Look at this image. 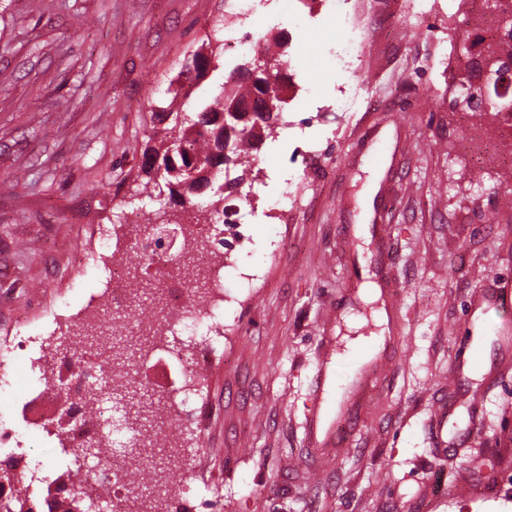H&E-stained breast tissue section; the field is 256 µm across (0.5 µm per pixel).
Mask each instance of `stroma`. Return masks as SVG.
Returning <instances> with one entry per match:
<instances>
[{"mask_svg": "<svg viewBox=\"0 0 512 512\" xmlns=\"http://www.w3.org/2000/svg\"><path fill=\"white\" fill-rule=\"evenodd\" d=\"M225 9L0 0L1 361L19 335L56 362L60 336L101 305L103 235L129 254L144 225L208 217L210 195L173 204L140 165L187 57L213 52L200 100L250 63L222 51ZM365 24L379 54L349 70L335 0L253 20L292 62L288 129L245 170L262 194L197 374L209 424L180 446L163 512H512L511 183L470 162L449 106L468 18L434 0L390 39ZM372 333L384 344L360 363L347 342ZM46 387L24 376L0 391V451L59 471L69 436L18 412Z\"/></svg>", "mask_w": 512, "mask_h": 512, "instance_id": "obj_1", "label": "stroma"}]
</instances>
